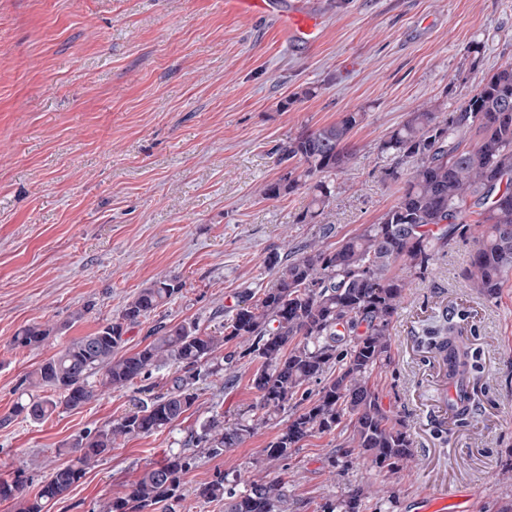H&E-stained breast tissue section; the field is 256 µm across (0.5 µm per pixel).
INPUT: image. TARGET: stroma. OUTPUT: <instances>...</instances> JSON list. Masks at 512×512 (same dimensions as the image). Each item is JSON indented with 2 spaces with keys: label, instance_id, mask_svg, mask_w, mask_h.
Here are the masks:
<instances>
[{
  "label": "stroma",
  "instance_id": "1",
  "mask_svg": "<svg viewBox=\"0 0 512 512\" xmlns=\"http://www.w3.org/2000/svg\"><path fill=\"white\" fill-rule=\"evenodd\" d=\"M319 43L294 44L268 14L225 0H0V478L26 493L65 462L70 442L128 412L136 387L34 422L12 415L22 380L70 340L99 325L153 280L184 288L128 330L122 353L159 325L197 321L222 335L241 292L268 279L265 260H288L323 224L335 239L377 222L398 197L381 142L408 112H451L486 77L512 65V0H318ZM358 111L354 157L321 215L307 188L265 199L281 168L277 146L303 128ZM471 244L452 241L414 281L392 329L391 362L371 377L383 406L415 441L413 468L379 473L329 458L345 433L305 441L273 474L288 512L315 508L349 484L382 485L363 512H407L427 489L468 487L476 512L512 500V287L480 298L464 276ZM455 321L472 349L474 418L441 417L446 368L429 330ZM56 333L14 347L26 326ZM256 364L244 357L198 385L184 419L114 448L51 512H100L143 469L186 448L204 417L225 421L255 402ZM269 424L223 457L199 456L178 512H223L196 488L216 472L245 471L276 436Z\"/></svg>",
  "mask_w": 512,
  "mask_h": 512
}]
</instances>
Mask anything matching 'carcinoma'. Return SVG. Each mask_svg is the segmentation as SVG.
Instances as JSON below:
<instances>
[{"instance_id": "obj_1", "label": "carcinoma", "mask_w": 512, "mask_h": 512, "mask_svg": "<svg viewBox=\"0 0 512 512\" xmlns=\"http://www.w3.org/2000/svg\"><path fill=\"white\" fill-rule=\"evenodd\" d=\"M360 113L347 112L332 124L306 129L277 147L285 171L264 187L276 199L312 183L310 205L330 204V178L344 171ZM476 136L475 144L467 138ZM392 160L386 175L402 181L395 205L377 222L333 244L310 245L280 264L267 259L270 279L259 292L246 291L224 322V336L189 321L155 328L139 350L118 355L123 336L160 306L181 293L177 276L151 282L97 330L76 338L26 377L29 401L17 402L12 416L34 421L49 418L59 406L79 409L105 389L126 388L150 379L153 371L175 366L166 392L141 387L133 408L107 428L89 432L71 445L70 459L53 469L32 495L24 481L0 482V499L14 500L16 512H47L62 499L117 439L148 436L172 426L196 401V385L217 372L235 368L234 355L222 353L237 341L259 367L252 386L257 400L231 423L212 414L199 422L188 443L218 458L254 437L270 421L288 414L275 438L252 466L260 470L285 462L316 434L341 428L348 441L341 458L355 457L376 471L393 472L414 461L413 439L403 421L382 405L370 379L389 364L391 331L413 279L422 278L455 237H467L472 249L465 277L477 295L499 296L512 279V68L482 82L479 90L448 114L422 108L406 119L379 147ZM411 163L402 176L400 166ZM54 331L28 326L13 336L22 348L40 347ZM455 328L445 327L431 346L447 364ZM98 377L92 382L90 378ZM317 390L310 391V386ZM196 456L177 452L144 469L122 496L109 499L103 512H177L185 476ZM367 490L351 484L326 499L316 512H363ZM198 498L224 504V512H288V486L280 476L250 480L241 473H218L196 488Z\"/></svg>"}]
</instances>
